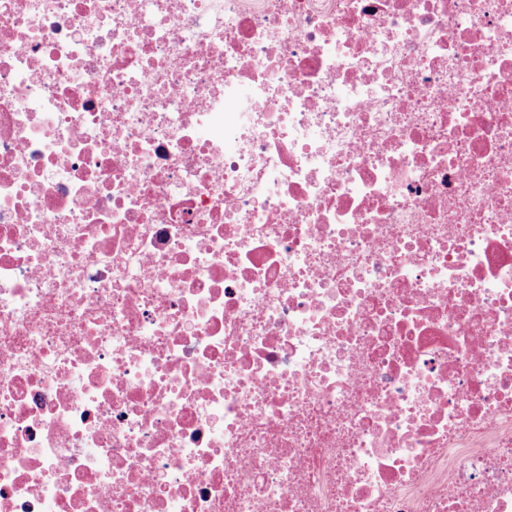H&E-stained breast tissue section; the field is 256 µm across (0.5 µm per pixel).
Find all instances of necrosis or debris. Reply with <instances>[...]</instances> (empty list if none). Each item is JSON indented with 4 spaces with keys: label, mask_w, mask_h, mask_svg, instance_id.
<instances>
[{
    "label": "necrosis or debris",
    "mask_w": 512,
    "mask_h": 512,
    "mask_svg": "<svg viewBox=\"0 0 512 512\" xmlns=\"http://www.w3.org/2000/svg\"><path fill=\"white\" fill-rule=\"evenodd\" d=\"M0 512H512V0H0Z\"/></svg>",
    "instance_id": "necrosis-or-debris-1"
}]
</instances>
